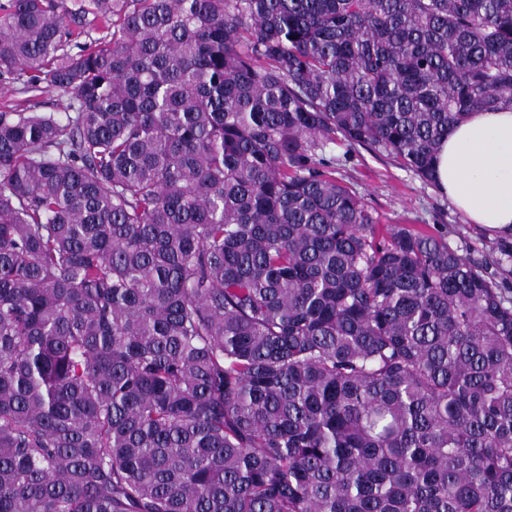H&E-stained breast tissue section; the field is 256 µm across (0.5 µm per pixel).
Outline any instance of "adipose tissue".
<instances>
[{
    "instance_id": "ef3b65f1",
    "label": "adipose tissue",
    "mask_w": 512,
    "mask_h": 512,
    "mask_svg": "<svg viewBox=\"0 0 512 512\" xmlns=\"http://www.w3.org/2000/svg\"><path fill=\"white\" fill-rule=\"evenodd\" d=\"M436 185L469 223L512 232V109L455 126L438 149Z\"/></svg>"
}]
</instances>
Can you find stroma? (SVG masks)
<instances>
[{
  "label": "stroma",
  "mask_w": 512,
  "mask_h": 512,
  "mask_svg": "<svg viewBox=\"0 0 512 512\" xmlns=\"http://www.w3.org/2000/svg\"><path fill=\"white\" fill-rule=\"evenodd\" d=\"M73 98L62 90L27 92L14 77L0 78V110L68 111ZM336 161L338 181L361 195L377 224H403L442 235L459 253L486 265L496 281L512 288V262H501V248L512 234L467 223L437 186L421 180L377 149L337 140L326 151Z\"/></svg>",
  "instance_id": "1"
}]
</instances>
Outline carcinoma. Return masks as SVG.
<instances>
[{"mask_svg":"<svg viewBox=\"0 0 512 512\" xmlns=\"http://www.w3.org/2000/svg\"><path fill=\"white\" fill-rule=\"evenodd\" d=\"M0 75L74 99L0 111V512H512V289L326 158L435 182L512 0H8Z\"/></svg>","mask_w":512,"mask_h":512,"instance_id":"obj_1","label":"carcinoma"}]
</instances>
